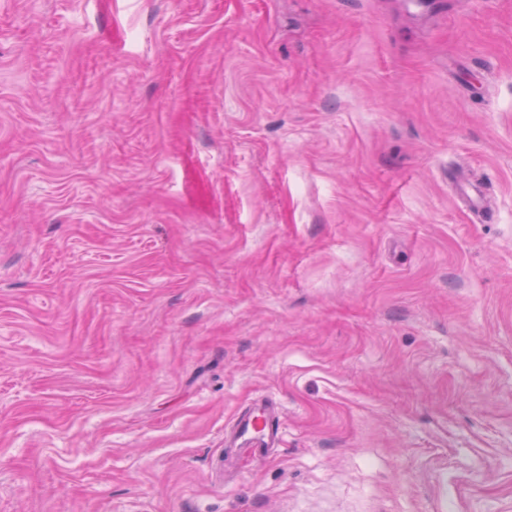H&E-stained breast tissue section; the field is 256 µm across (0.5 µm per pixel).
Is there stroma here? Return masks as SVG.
Returning <instances> with one entry per match:
<instances>
[{
	"mask_svg": "<svg viewBox=\"0 0 512 512\" xmlns=\"http://www.w3.org/2000/svg\"><path fill=\"white\" fill-rule=\"evenodd\" d=\"M0 512H512V0H0ZM233 431L247 446L274 439L277 434L274 409L263 405L257 412L244 415L235 422Z\"/></svg>",
	"mask_w": 512,
	"mask_h": 512,
	"instance_id": "obj_1",
	"label": "stroma"
}]
</instances>
